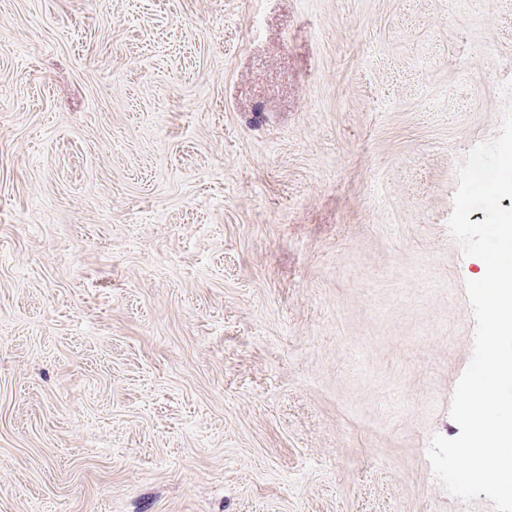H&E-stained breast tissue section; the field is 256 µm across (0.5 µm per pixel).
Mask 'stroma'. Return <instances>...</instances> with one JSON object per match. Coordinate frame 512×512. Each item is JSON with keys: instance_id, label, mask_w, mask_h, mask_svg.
<instances>
[{"instance_id": "stroma-1", "label": "stroma", "mask_w": 512, "mask_h": 512, "mask_svg": "<svg viewBox=\"0 0 512 512\" xmlns=\"http://www.w3.org/2000/svg\"><path fill=\"white\" fill-rule=\"evenodd\" d=\"M509 81L512 0H0V512H494L427 451Z\"/></svg>"}]
</instances>
